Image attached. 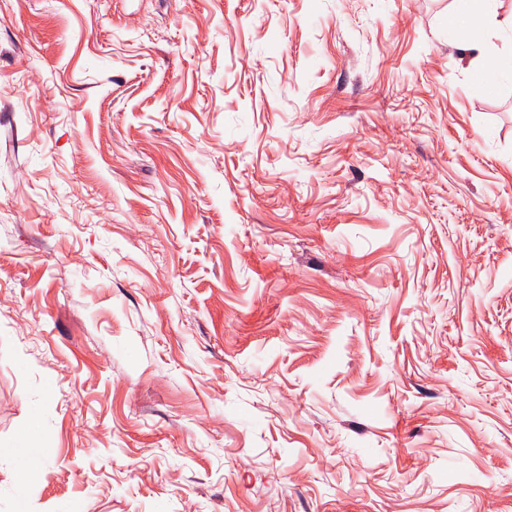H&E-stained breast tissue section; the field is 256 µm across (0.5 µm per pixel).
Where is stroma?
<instances>
[{
    "label": "stroma",
    "instance_id": "obj_1",
    "mask_svg": "<svg viewBox=\"0 0 512 512\" xmlns=\"http://www.w3.org/2000/svg\"><path fill=\"white\" fill-rule=\"evenodd\" d=\"M452 0H0V512H512V80ZM493 0H453L446 27L449 47L468 53L482 92L498 91L500 76L512 71V47L498 49L489 42V31L498 24L492 9ZM50 449L38 444L33 435L27 433L16 441L13 448L7 450H2L1 448L0 456L7 455L15 462L30 468L48 457Z\"/></svg>",
    "mask_w": 512,
    "mask_h": 512
}]
</instances>
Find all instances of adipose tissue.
Here are the masks:
<instances>
[{"label":"adipose tissue","instance_id":"adipose-tissue-1","mask_svg":"<svg viewBox=\"0 0 512 512\" xmlns=\"http://www.w3.org/2000/svg\"><path fill=\"white\" fill-rule=\"evenodd\" d=\"M493 0H453L446 27L449 47L465 51L482 92L495 94L504 72L512 71V48L500 49L488 39L496 19Z\"/></svg>","mask_w":512,"mask_h":512}]
</instances>
